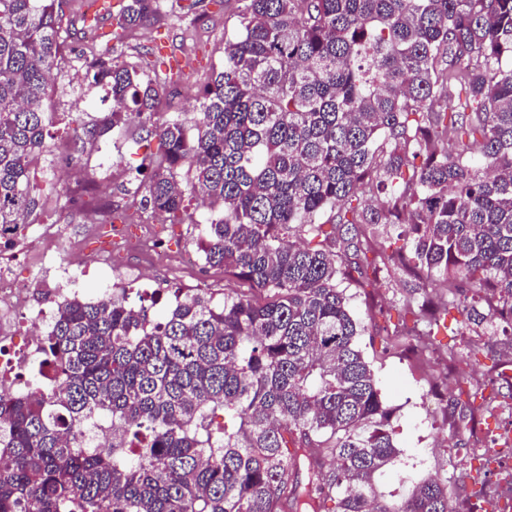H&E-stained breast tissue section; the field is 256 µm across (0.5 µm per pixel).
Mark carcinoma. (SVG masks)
<instances>
[{"label":"carcinoma","instance_id":"carcinoma-1","mask_svg":"<svg viewBox=\"0 0 512 512\" xmlns=\"http://www.w3.org/2000/svg\"><path fill=\"white\" fill-rule=\"evenodd\" d=\"M62 2L0 0V226L37 205ZM161 2L122 0L119 27ZM241 2L193 118L155 121L144 67L92 47L85 77L112 112L76 136L147 128L160 157L133 174L142 205L190 219L186 170L216 207L205 263L267 299L169 288L150 296L170 295L156 316L125 288L66 301L45 338L53 380L0 396V512H460L433 477L401 501L378 491L394 412L338 275L414 278V327L388 332L385 354L432 346L437 295L461 324L512 335V0ZM106 421L105 455L85 435Z\"/></svg>","mask_w":512,"mask_h":512}]
</instances>
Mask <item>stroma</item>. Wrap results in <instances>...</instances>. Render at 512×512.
<instances>
[{"mask_svg": "<svg viewBox=\"0 0 512 512\" xmlns=\"http://www.w3.org/2000/svg\"><path fill=\"white\" fill-rule=\"evenodd\" d=\"M185 3L186 0H164L157 18L131 30L126 39L113 40L109 34L116 28L115 20H103L99 27L86 30L82 19L88 13L89 0H64L63 10L72 22L71 36L67 40L64 72L50 91L58 121L46 137L47 150L30 167V182L39 191L32 222L76 224L81 238L93 241L94 231L82 226L66 196L48 198L41 194L47 181L54 179L59 185H66V176L57 175L56 170L67 157L73 156L86 172L103 180L107 194L120 199V206L112 210L114 223L137 225L139 236L160 241L175 256L197 245L204 236L211 213L200 208L189 193L190 178L186 173H179L178 180L187 191L185 204L192 216L191 223L154 219L133 200L127 180L134 168L159 156L157 139L131 124L108 130L85 144L82 152H74L72 145L75 128L112 110V98L106 88L89 84L85 78L83 54L92 45L119 62L137 65L146 59L155 61L162 87L157 121L177 115L188 118L195 112L200 92L212 71L224 64L226 41L238 31V3L199 0L190 12L185 10ZM165 51L185 59L183 74L171 75L161 59ZM153 279L166 288L188 289L202 283L216 297L223 295L225 286L240 285L239 280L225 275L223 268L208 265L187 274L160 266ZM411 284L408 276L394 269L374 288H362L352 282L345 285L351 310L364 327L360 348L372 366L382 396L395 410L393 426L400 455L380 476L379 485L383 491L402 499L415 482L434 474L447 484L452 499L464 500L470 496L471 477L481 462L476 447L494 441L512 428V384L499 376L501 368L512 363V338L503 336L494 325L461 327V314L452 308L445 322L456 334L451 337L442 331L435 336L432 360L383 354L380 339L385 332L400 327L399 307ZM451 344L463 356L458 372L469 378L468 384L455 391L449 388L446 358V349ZM451 398L467 407L488 398L493 408L481 413L477 427L473 428L467 419L450 416L447 401Z\"/></svg>", "mask_w": 512, "mask_h": 512, "instance_id": "stroma-1", "label": "stroma"}]
</instances>
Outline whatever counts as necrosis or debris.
I'll return each instance as SVG.
<instances>
[{
  "instance_id": "4bbe7bcc",
  "label": "necrosis or debris",
  "mask_w": 512,
  "mask_h": 512,
  "mask_svg": "<svg viewBox=\"0 0 512 512\" xmlns=\"http://www.w3.org/2000/svg\"><path fill=\"white\" fill-rule=\"evenodd\" d=\"M42 249L28 278L14 274L26 240ZM79 239L53 223L0 227V394H34L32 376L44 360V338L56 307L80 296L88 267L77 260Z\"/></svg>"
}]
</instances>
